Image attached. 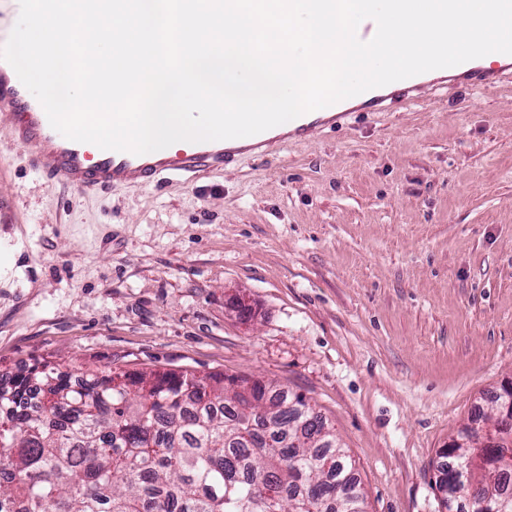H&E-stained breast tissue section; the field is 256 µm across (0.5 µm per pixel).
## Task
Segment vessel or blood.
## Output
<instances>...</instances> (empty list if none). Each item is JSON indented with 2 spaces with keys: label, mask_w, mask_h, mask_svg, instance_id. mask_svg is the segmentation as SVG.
Returning a JSON list of instances; mask_svg holds the SVG:
<instances>
[{
  "label": "vessel or blood",
  "mask_w": 512,
  "mask_h": 512,
  "mask_svg": "<svg viewBox=\"0 0 512 512\" xmlns=\"http://www.w3.org/2000/svg\"><path fill=\"white\" fill-rule=\"evenodd\" d=\"M509 76H512V55L503 54L493 69L470 61L451 67L448 80L453 84L493 90ZM0 112L12 116L11 137L35 160L40 172L80 196L106 192L116 186L191 181L202 174L224 170L244 155L265 157L347 116L346 111L335 109L330 116L301 122L285 134L275 135L268 130L256 134L250 143L239 147L186 142L174 152L165 148L136 155L103 150L91 143L71 141L57 132L40 102L21 83L12 66L3 60H0Z\"/></svg>",
  "instance_id": "b4317fda"
}]
</instances>
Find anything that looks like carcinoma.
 Segmentation results:
<instances>
[{"label":"carcinoma","mask_w":512,"mask_h":512,"mask_svg":"<svg viewBox=\"0 0 512 512\" xmlns=\"http://www.w3.org/2000/svg\"><path fill=\"white\" fill-rule=\"evenodd\" d=\"M0 374V512H365L354 467L300 395L246 377L90 371ZM50 398L15 408L33 385ZM250 391L263 408L248 407ZM507 448H459L480 512L508 498Z\"/></svg>","instance_id":"1"}]
</instances>
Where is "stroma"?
<instances>
[{
	"label": "stroma",
	"mask_w": 512,
	"mask_h": 512,
	"mask_svg": "<svg viewBox=\"0 0 512 512\" xmlns=\"http://www.w3.org/2000/svg\"><path fill=\"white\" fill-rule=\"evenodd\" d=\"M259 378L332 423L366 512L512 385V77L422 86L183 185L77 196L0 122V368Z\"/></svg>",
	"instance_id": "stroma-1"
}]
</instances>
